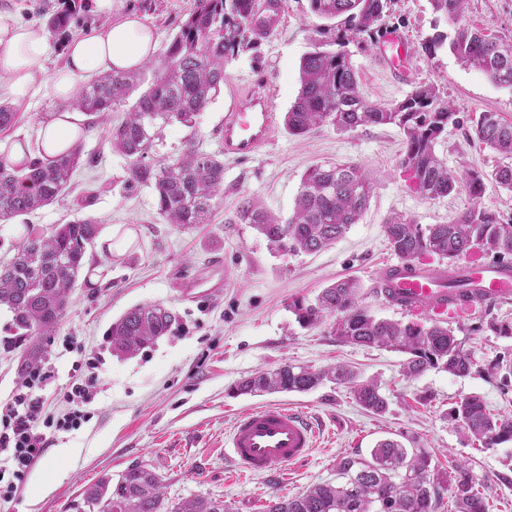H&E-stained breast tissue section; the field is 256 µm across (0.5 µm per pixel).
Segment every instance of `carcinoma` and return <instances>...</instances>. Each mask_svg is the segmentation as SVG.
<instances>
[{"mask_svg":"<svg viewBox=\"0 0 512 512\" xmlns=\"http://www.w3.org/2000/svg\"><path fill=\"white\" fill-rule=\"evenodd\" d=\"M311 11L325 19L341 18L344 30L338 49L317 46L300 64V89L284 117L288 132L303 134L331 125L353 131L367 125H394L405 136L398 167L411 185L428 199L460 190L470 206L445 224H416L396 217L383 225L390 249L410 267L424 255L457 263L474 250L512 254V221L483 203L486 182L512 189V122L496 112H481L472 120L471 136L506 162L488 174L472 168L457 176L439 160L435 146L448 124L457 122L454 108L432 86H416L401 102L386 107L366 99L349 54L341 49L347 36L379 31V22L392 0H309ZM433 12L456 24L450 49L462 65L483 72L492 82L512 88V43L483 29L458 24L467 0H430ZM258 0H195L193 10L167 43L162 54L137 71H112L80 85L70 107L87 116L83 126L100 128L112 148L128 160L125 182L152 190L158 214L168 224L190 229L207 224L224 198V161L201 150L197 118L224 84V60L248 43L259 16ZM152 80L136 103L114 124L111 113L123 106L145 82ZM179 123L189 130L173 158L154 157L163 129ZM25 158L12 163L0 154V221L33 213L65 198L83 147L76 142L53 157L32 154L20 142ZM372 177L353 162L314 165L304 173L296 206L282 220L268 214L253 198L245 197L237 223L250 224L277 251L314 254L332 245L366 211ZM91 217H77L45 233L26 225L15 254L0 264V307L12 314L15 328L29 338L18 360L23 378L44 357L38 338L56 332L70 308V295L85 267L88 247L99 235ZM298 322L316 326L331 316L336 337L356 346L385 347L407 355L404 375L417 376L431 368L465 375L473 367L453 330L439 321L403 323L379 319L364 302L361 285L343 279L322 290L314 302L292 304ZM172 313L160 303L143 304L112 322L107 336L112 353L130 357L169 331ZM488 372L512 385V359L495 361ZM344 385L360 407L373 414L388 408L380 386L362 380L345 365L312 369L284 365L243 379L242 394L308 392L324 382ZM443 419L452 422L465 439L481 448L512 441V414H494L478 395L461 399ZM425 448L408 450L391 439L379 441L370 458L343 457L336 463L340 482L316 484L288 499L274 497L264 512H435L440 478L431 472ZM453 512H489L470 472L459 467L448 476ZM98 512H229L224 503L195 496L165 503L161 480L142 464H133L113 478L103 475L86 487L81 501Z\"/></svg>","mask_w":512,"mask_h":512,"instance_id":"obj_1","label":"carcinoma"}]
</instances>
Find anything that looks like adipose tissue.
Returning <instances> with one entry per match:
<instances>
[{
    "mask_svg": "<svg viewBox=\"0 0 512 512\" xmlns=\"http://www.w3.org/2000/svg\"><path fill=\"white\" fill-rule=\"evenodd\" d=\"M156 41L151 27L130 14L111 22L93 35L73 40L66 50L64 66L47 72V33L43 28L0 14V93L21 102L43 83H50L55 96L77 95L81 78L112 70H136L153 57ZM38 145L52 156L70 148L80 137L69 114L39 123Z\"/></svg>",
    "mask_w": 512,
    "mask_h": 512,
    "instance_id": "adipose-tissue-1",
    "label": "adipose tissue"
}]
</instances>
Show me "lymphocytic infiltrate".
<instances>
[{
	"label": "lymphocytic infiltrate",
	"mask_w": 512,
	"mask_h": 512,
	"mask_svg": "<svg viewBox=\"0 0 512 512\" xmlns=\"http://www.w3.org/2000/svg\"><path fill=\"white\" fill-rule=\"evenodd\" d=\"M101 356L87 358L83 367L88 378L65 394L67 410L51 415L44 392L54 376V364L44 360L17 384L11 397L0 406V502H11L29 470L49 448V429L79 430L90 419L88 406L100 392L95 376Z\"/></svg>",
	"instance_id": "f902f5d3"
}]
</instances>
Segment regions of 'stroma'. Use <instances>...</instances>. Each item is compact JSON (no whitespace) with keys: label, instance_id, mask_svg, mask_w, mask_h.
<instances>
[{"label":"stroma","instance_id":"obj_1","mask_svg":"<svg viewBox=\"0 0 512 512\" xmlns=\"http://www.w3.org/2000/svg\"><path fill=\"white\" fill-rule=\"evenodd\" d=\"M193 7L194 0H114L105 12L97 0H0V13L24 24L44 27L53 15H68L65 29L48 34L51 71L64 65L73 38L131 12L153 27L158 48H165ZM461 21L510 39L512 0H468ZM382 27L406 37L411 77L402 80L385 65L376 44L350 41L347 50L363 95L392 106L413 86H435L459 119L440 136L437 154L457 175L474 167L493 170L501 158L472 139L471 120L491 111L512 121V89L462 66L449 49L433 56L423 52V42L435 31H454L437 21L429 0H393ZM335 39V21L316 16L309 0H284L274 33L226 60L224 86L198 118L200 147L218 153L216 126L256 78L264 81L271 98L273 133L256 156L225 160L224 199L211 223L189 231L165 223L151 189L126 188L127 162L113 152L101 131L84 137L86 160L72 183L79 192L97 190L86 213L97 219L101 231L87 252V282L73 289L67 316L43 341L55 364V377L46 390L48 410L65 411L64 393L83 378L73 362L98 351L105 358L98 371L102 391L91 406L92 419L80 430L52 433L51 448L0 512H72V502L87 486L135 463L158 474L167 503L201 496L223 501L231 512H263L269 496L291 498L335 480L338 458L368 456L384 438L428 449L431 466L441 476L466 467L492 512H512V441L476 448L443 419L469 395L482 397L491 412L512 413V391L502 389L499 377L487 372L493 361L512 359V336H498L488 328L493 321L512 322V302L486 303L448 319V327L474 360L470 374L430 369L415 378L402 374L403 353L342 343L328 318L311 328L300 327L291 310L293 301H314L323 288L352 278L360 283L375 316L402 320V313L375 293L378 273L396 260L385 223L404 216L423 225L443 224L470 204L463 192L432 200L409 186L397 167L404 136L395 126L341 132L325 125L300 136L286 132L284 116L298 95L302 58L314 45ZM68 109L67 101L42 86L37 95L16 104L15 125L0 132V151L18 139L36 142L39 116ZM336 161L362 164L372 173L374 188L359 223L327 249L316 254L278 252L251 225L236 223L245 194L272 215L288 218L304 172L314 164ZM73 203L69 197L1 222L0 262L12 257L26 226L47 232L72 219ZM199 289L206 290V297L193 299ZM148 303L172 310L176 320L170 332L134 357L113 355L107 341L112 322L133 306ZM71 337L76 344L68 352L63 342ZM289 363L349 365L361 379L378 381L388 409L381 415L366 412L348 388L330 382L306 393H238L243 378ZM271 404L311 414L317 429L314 446L301 463L265 474L242 473L224 455L225 437L241 412ZM60 448L76 449L75 459L57 462Z\"/></svg>","mask_w":512,"mask_h":512}]
</instances>
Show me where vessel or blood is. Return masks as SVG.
Segmentation results:
<instances>
[{
    "label": "vessel or blood",
    "mask_w": 512,
    "mask_h": 512,
    "mask_svg": "<svg viewBox=\"0 0 512 512\" xmlns=\"http://www.w3.org/2000/svg\"><path fill=\"white\" fill-rule=\"evenodd\" d=\"M405 44V38L396 30L384 32L378 43L384 61L400 71L406 68L400 56ZM272 130L270 96L259 83L249 89L243 104L225 113L223 123L216 129V137L226 158L241 160L253 157L269 144ZM462 271L475 283L468 291V306L512 299V275L500 272L493 264L473 259ZM450 274V268L442 263L418 265L413 271L393 279L387 273H380L377 286L391 289L392 306L406 314L444 315L455 307L448 299ZM315 433L316 428L305 410L265 406L238 416L226 442V454L239 469L264 473L278 465L305 460Z\"/></svg>",
    "instance_id": "obj_1"
}]
</instances>
